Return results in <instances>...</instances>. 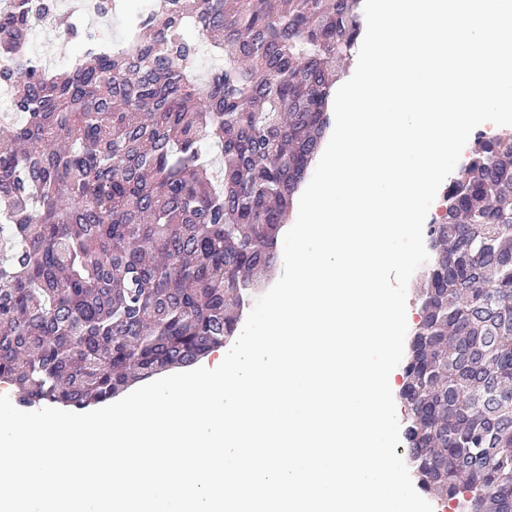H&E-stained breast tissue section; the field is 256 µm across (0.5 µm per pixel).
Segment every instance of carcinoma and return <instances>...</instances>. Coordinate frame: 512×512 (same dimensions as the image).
I'll use <instances>...</instances> for the list:
<instances>
[{"instance_id": "obj_1", "label": "carcinoma", "mask_w": 512, "mask_h": 512, "mask_svg": "<svg viewBox=\"0 0 512 512\" xmlns=\"http://www.w3.org/2000/svg\"><path fill=\"white\" fill-rule=\"evenodd\" d=\"M0 8V383L84 409L236 335L275 272L331 125L363 0H152L121 43L64 24L54 72L29 0ZM208 40L223 59L204 80ZM458 172L417 283L400 398L421 490L512 512V141ZM50 49V55L54 59V66L50 69L61 71L67 68L70 59L77 54L79 43L76 40L63 41L59 36L53 41Z\"/></svg>"}]
</instances>
